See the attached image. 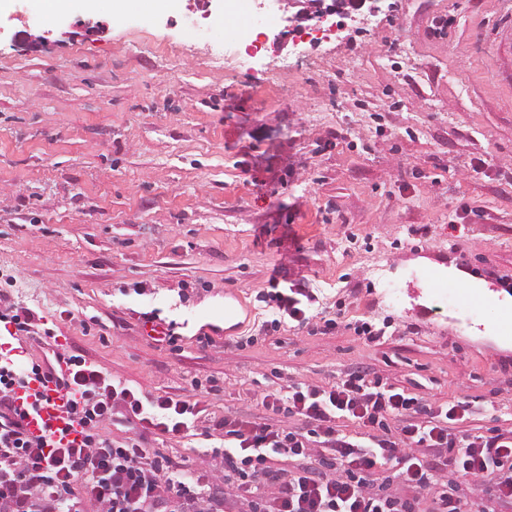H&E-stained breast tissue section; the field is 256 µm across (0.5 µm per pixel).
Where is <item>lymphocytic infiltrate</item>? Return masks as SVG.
<instances>
[{
  "label": "lymphocytic infiltrate",
  "instance_id": "obj_1",
  "mask_svg": "<svg viewBox=\"0 0 512 512\" xmlns=\"http://www.w3.org/2000/svg\"><path fill=\"white\" fill-rule=\"evenodd\" d=\"M266 297L276 315L300 324L316 296L305 280ZM56 380L70 397L68 413L79 426L75 438L48 431L30 434L24 421L35 406L25 395L32 381ZM261 406L300 422L291 431L248 417L213 420L222 436V476L187 470L152 448L154 435L177 436L207 412L205 401L145 393L114 381L78 352L55 354L51 363L20 371L13 349L0 343V496L13 493L24 474L40 498L57 512H83L84 498L102 512H194L211 497L215 483L230 490L224 512L246 504L249 512H418L420 494L430 512H512V434L464 430L468 402L438 408L383 382L365 369L342 373L329 387L305 383L264 393ZM347 419L362 429L343 432ZM133 430L123 445L102 433L103 424ZM298 462L279 467L280 458ZM334 477L321 476V468ZM392 473L412 497L388 492L382 473ZM485 486L479 504L456 492L449 474Z\"/></svg>",
  "mask_w": 512,
  "mask_h": 512
}]
</instances>
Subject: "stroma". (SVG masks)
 Returning a JSON list of instances; mask_svg holds the SVG:
<instances>
[{
  "mask_svg": "<svg viewBox=\"0 0 512 512\" xmlns=\"http://www.w3.org/2000/svg\"><path fill=\"white\" fill-rule=\"evenodd\" d=\"M252 5L274 26L227 43L178 17L213 24L215 0H0V310L47 332L16 340L20 367L74 349L215 418L365 367L469 401L473 433L512 432V347L484 333L500 311L428 278L464 260L512 282V0H385L312 38L285 35L288 5ZM36 14L55 33L30 53L12 36ZM79 18L106 28L66 37ZM276 273L343 325L267 328ZM150 312L180 323L178 345L150 338ZM368 319L382 345L355 334ZM207 425L152 446L223 474Z\"/></svg>",
  "mask_w": 512,
  "mask_h": 512,
  "instance_id": "35a3bbf8",
  "label": "stroma"
}]
</instances>
